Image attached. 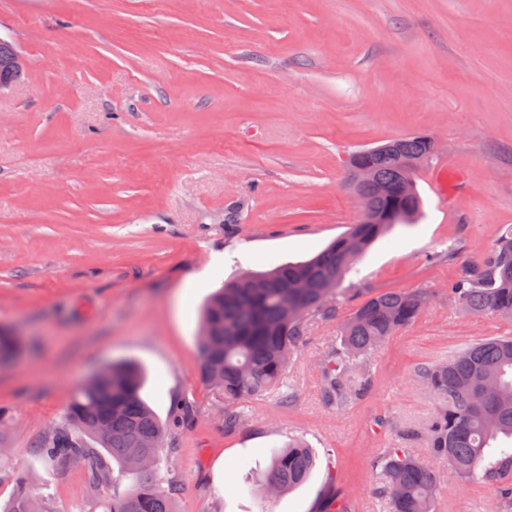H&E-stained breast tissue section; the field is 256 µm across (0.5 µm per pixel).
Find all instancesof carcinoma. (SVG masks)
<instances>
[{
    "label": "carcinoma",
    "mask_w": 512,
    "mask_h": 512,
    "mask_svg": "<svg viewBox=\"0 0 512 512\" xmlns=\"http://www.w3.org/2000/svg\"><path fill=\"white\" fill-rule=\"evenodd\" d=\"M399 154L380 146L356 151L350 168L368 166L379 183L389 184L388 196L368 187L357 189L370 223L355 224L325 250L308 260L288 262L266 272L245 271L222 285L207 302L198 344L200 375L224 396V428L244 418L241 402L261 397L277 387L295 351L304 342L309 318L333 317L345 276L363 252L387 229L408 224L420 211V195L401 189V162L427 166L430 135L416 133L394 140ZM449 294L472 314L491 312L512 321V229L503 233L483 260L463 266ZM426 301L422 290L387 291L360 302L346 316L336 344L323 365V400L343 408L370 386L368 373L356 365L400 329L412 324ZM17 338L0 329V358L10 361ZM424 388L439 403L428 426L429 459L407 447L408 431L384 450L378 465L379 496L387 512H433V459L448 462L464 478L478 475L496 482L499 512H512V448H499L496 461L483 473L482 462L499 437L512 439V339L485 338L448 359L419 370ZM68 406L64 422L35 446L36 456L49 468L68 469L80 457L91 467L93 485L112 487L100 500V512H176L177 487H162L157 475L165 432L141 396L145 370L136 361L116 360L98 376L87 378ZM123 488L114 479L111 462ZM316 466V456L300 443L276 454L266 489L276 495L300 484ZM11 499L0 512H53L38 499L35 476L14 474ZM341 491L330 496L321 512H353Z\"/></svg>",
    "instance_id": "obj_1"
}]
</instances>
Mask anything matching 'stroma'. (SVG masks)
<instances>
[{"label": "stroma", "mask_w": 512, "mask_h": 512, "mask_svg": "<svg viewBox=\"0 0 512 512\" xmlns=\"http://www.w3.org/2000/svg\"><path fill=\"white\" fill-rule=\"evenodd\" d=\"M0 35L30 60L0 94V326L22 342L0 368V502L24 469L54 512H93L87 467L43 469L33 448L81 382L133 358L161 421L174 402L193 410L165 441L179 512H318L336 489L384 512L382 450L412 428L428 455L438 403L417 369L512 336V321L448 295L512 229V0H0ZM418 132L441 149L416 181L424 212L344 285L426 291L419 317L369 356L370 390L335 410L321 393L353 308L339 301L309 320L281 388L225 431L224 399L200 377L203 304L240 271L323 250L360 218L352 152ZM292 437L317 465L267 495ZM434 512H498L496 490L437 463Z\"/></svg>", "instance_id": "1"}]
</instances>
